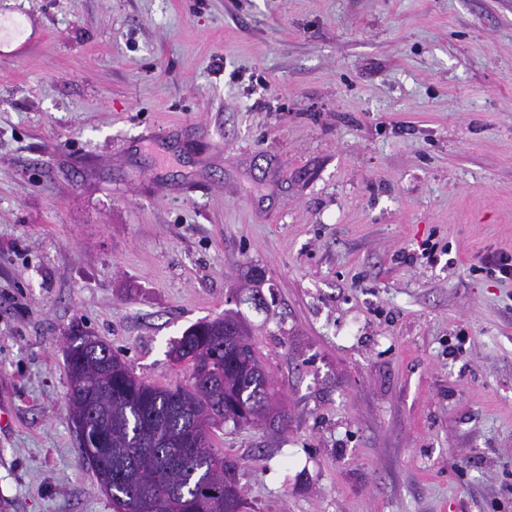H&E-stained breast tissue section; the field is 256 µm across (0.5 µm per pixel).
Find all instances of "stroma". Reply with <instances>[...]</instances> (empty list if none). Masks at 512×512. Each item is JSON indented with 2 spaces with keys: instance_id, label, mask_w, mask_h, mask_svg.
Instances as JSON below:
<instances>
[{
  "instance_id": "1",
  "label": "stroma",
  "mask_w": 512,
  "mask_h": 512,
  "mask_svg": "<svg viewBox=\"0 0 512 512\" xmlns=\"http://www.w3.org/2000/svg\"><path fill=\"white\" fill-rule=\"evenodd\" d=\"M0 512H112L79 325L136 374L238 313L288 425L247 512H512V0L0 9ZM74 431L79 435L80 449L83 453L93 451V445H99L104 442L105 438L99 433H90L91 426L86 417L75 414L73 417Z\"/></svg>"
}]
</instances>
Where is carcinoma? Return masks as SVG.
Here are the masks:
<instances>
[{"mask_svg":"<svg viewBox=\"0 0 512 512\" xmlns=\"http://www.w3.org/2000/svg\"><path fill=\"white\" fill-rule=\"evenodd\" d=\"M84 337L71 331L64 355H77L87 380L107 386L95 405V427L110 436L105 463L82 461L113 512H139L132 471L142 472L155 495L176 500L179 512H201L211 499L224 500L223 512H245L238 464L211 441L214 425H257L276 413L277 392L245 322L226 314L190 325L169 350L172 361L191 368L186 383L174 386L137 376L104 342L98 351L82 350ZM195 424L204 429L201 448L183 459L175 442Z\"/></svg>","mask_w":512,"mask_h":512,"instance_id":"obj_1","label":"carcinoma"}]
</instances>
